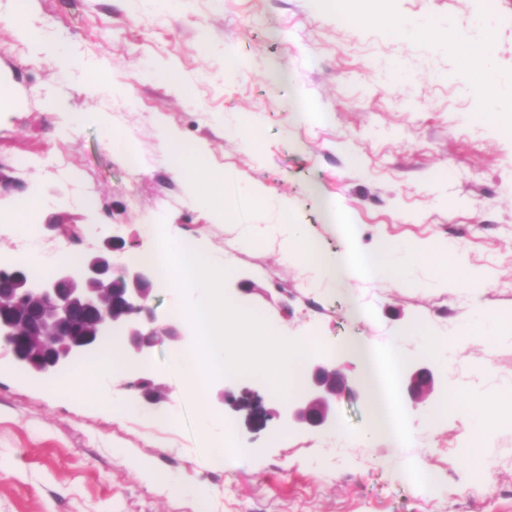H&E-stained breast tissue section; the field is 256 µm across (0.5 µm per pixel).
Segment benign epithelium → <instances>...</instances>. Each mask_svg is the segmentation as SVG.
Listing matches in <instances>:
<instances>
[{"label":"benign epithelium","instance_id":"benign-epithelium-1","mask_svg":"<svg viewBox=\"0 0 512 512\" xmlns=\"http://www.w3.org/2000/svg\"><path fill=\"white\" fill-rule=\"evenodd\" d=\"M119 235L105 242L104 249L87 254L78 265L62 263L55 274L40 280L24 264L0 267V354L36 379L50 378L75 361L99 355L102 339L117 333L127 387L147 404L156 403L148 383L138 377L141 363L156 344L166 339L180 346L189 330L180 322L160 319L150 305L156 287L152 266L131 261L119 278L113 276L114 253L124 248ZM303 390L280 409L248 386L239 395L222 391L220 402L245 408L259 428L273 418L293 426L321 429L333 419L336 401L355 393L349 380L329 360L314 359L302 374ZM434 387V372L428 366L413 368L407 391L414 403L424 401Z\"/></svg>","mask_w":512,"mask_h":512}]
</instances>
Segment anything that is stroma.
<instances>
[{
	"mask_svg": "<svg viewBox=\"0 0 512 512\" xmlns=\"http://www.w3.org/2000/svg\"><path fill=\"white\" fill-rule=\"evenodd\" d=\"M381 26L339 24L317 0H0V219L25 198L43 252L67 245L76 256L119 234L127 252L148 248L142 224H172L202 239L230 270L235 305L283 335L323 344L373 336L383 386L408 436L360 447L369 413L365 388L336 405V424L302 430L283 420L255 430L245 412L222 408L221 380L208 404L182 397L171 367L174 345L158 343L149 376L160 388L154 423L140 404L122 419L125 381L74 369L80 391L40 383L0 359V512H512V407L482 437L493 483L473 476L459 450L473 430L464 417L430 418L413 404L408 368L434 370L435 396L448 386L512 390V333L472 343L448 362L430 357L420 336H456L478 311L512 317V138L488 118L473 119L465 62L428 33H394L392 20L445 25L477 35L491 15L495 76L512 85V0H367ZM22 15L39 39L15 34ZM82 65L61 70L60 54ZM169 72L166 80L156 71ZM105 89L89 95L88 81ZM67 112L86 113L65 127ZM200 146L225 173L228 199L261 181L269 206L244 216L274 221V201L292 202L297 222L325 247L344 242L323 226L322 195L357 226L365 248L436 240L455 245L485 287H436L437 269L412 267L407 283L360 282L374 318L357 323L344 298L316 283L275 244H244L238 231L192 205L162 147L165 130ZM252 147H245L244 138ZM62 223L47 228L51 218ZM398 344L405 368L392 372ZM256 457L204 466L210 437L225 420ZM146 459L139 476L114 454ZM193 476L200 495L178 494Z\"/></svg>",
	"mask_w": 512,
	"mask_h": 512,
	"instance_id": "stroma-1",
	"label": "stroma"
}]
</instances>
